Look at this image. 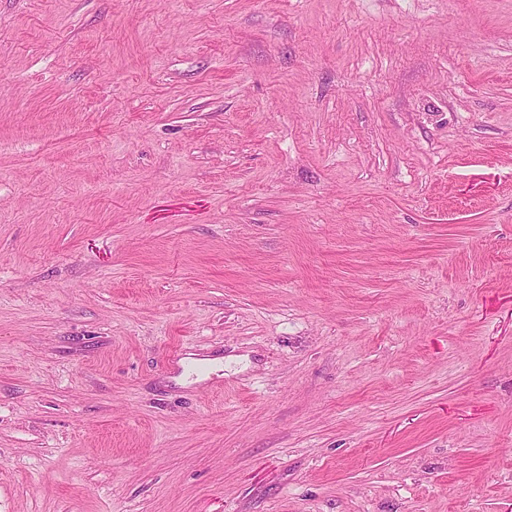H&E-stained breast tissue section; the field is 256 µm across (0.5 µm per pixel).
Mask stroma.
Masks as SVG:
<instances>
[{
    "mask_svg": "<svg viewBox=\"0 0 512 512\" xmlns=\"http://www.w3.org/2000/svg\"><path fill=\"white\" fill-rule=\"evenodd\" d=\"M0 512H512V0H0Z\"/></svg>",
    "mask_w": 512,
    "mask_h": 512,
    "instance_id": "stroma-1",
    "label": "stroma"
}]
</instances>
